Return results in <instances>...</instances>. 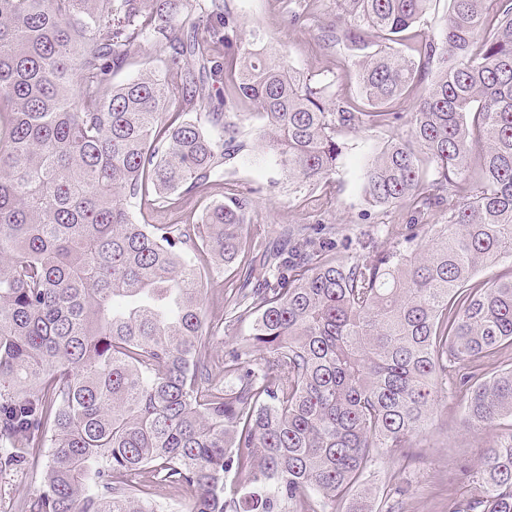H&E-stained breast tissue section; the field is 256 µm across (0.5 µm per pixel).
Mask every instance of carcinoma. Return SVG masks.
<instances>
[{"mask_svg":"<svg viewBox=\"0 0 512 512\" xmlns=\"http://www.w3.org/2000/svg\"><path fill=\"white\" fill-rule=\"evenodd\" d=\"M381 48L358 61L364 106L251 52L224 0H0V472L43 453L21 512H373L365 473L404 454L442 386L469 387L464 419L512 418V367L478 371L512 345V0H449L444 39L394 45L431 0H340ZM163 65L112 85L146 43ZM224 48V74L262 122L197 99L194 61ZM411 128L362 174L366 201L448 215L415 249L414 224H387L391 250L347 255L334 224H295L269 251L246 199L200 224H154V195L208 194L248 151L272 158L300 196L336 172L346 137L392 130L394 106L426 75ZM453 188L455 200L445 192ZM265 269L224 288V322L249 338L217 349L202 272ZM473 493L448 512H512V432L489 446Z\"/></svg>","mask_w":512,"mask_h":512,"instance_id":"1","label":"carcinoma"}]
</instances>
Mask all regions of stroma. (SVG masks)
Here are the masks:
<instances>
[{"instance_id": "obj_1", "label": "stroma", "mask_w": 512, "mask_h": 512, "mask_svg": "<svg viewBox=\"0 0 512 512\" xmlns=\"http://www.w3.org/2000/svg\"><path fill=\"white\" fill-rule=\"evenodd\" d=\"M238 23V33L254 48L266 45L285 49L292 67L303 74L328 77L336 98L361 104L356 63L360 52L351 43L327 44L330 29L344 26L339 0H225ZM449 0H432L426 14L400 45V52L419 60L422 44L441 42ZM389 132L364 130L348 140V148L335 175L314 190L321 198V210H313L283 187L284 177L268 157L249 153L241 157L234 171L225 173L228 188L249 200L252 223L263 225L269 238H278L286 224L322 222L342 229L352 239L365 238L375 224L415 223L420 240L427 241L440 229L436 217L420 215L414 206L403 203L385 209L370 207L364 200L359 176L365 165L389 140ZM216 190L191 198L177 211L147 203L143 209L157 224H197L210 204L223 201ZM203 308L209 320L220 323L218 346L229 349L242 344L249 335L245 323L224 322V302L216 288H204ZM462 392L441 393L436 409L423 434L407 456L379 458L365 479L375 512H385L381 497L386 487L400 489L401 512H446L450 498L470 495V485L456 479L459 463L477 467L493 437L491 431L474 429L464 421ZM42 480L40 464L30 465L21 474H0V512H18L24 497L32 496Z\"/></svg>"}]
</instances>
